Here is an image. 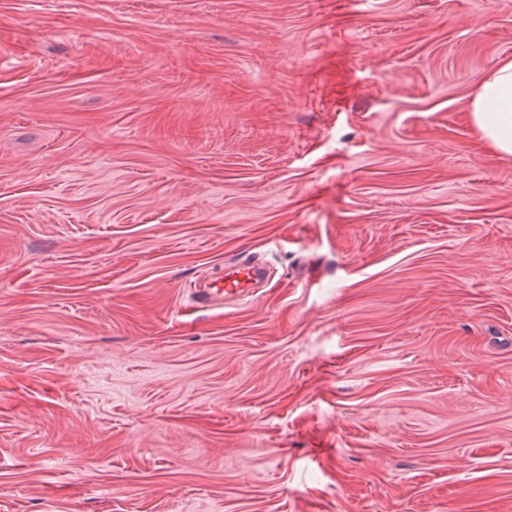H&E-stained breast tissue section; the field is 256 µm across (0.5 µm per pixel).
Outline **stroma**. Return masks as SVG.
Returning a JSON list of instances; mask_svg holds the SVG:
<instances>
[{
	"label": "stroma",
	"mask_w": 512,
	"mask_h": 512,
	"mask_svg": "<svg viewBox=\"0 0 512 512\" xmlns=\"http://www.w3.org/2000/svg\"><path fill=\"white\" fill-rule=\"evenodd\" d=\"M507 59L512 0H0V512H512ZM470 117L496 155L512 156V60L485 74L471 102ZM258 266L244 259L238 263L226 266L227 273L223 277L216 278L212 283L203 288H196L194 292V301L198 305L204 306L213 300L224 299V295H236L242 293L241 284L250 280L252 276L258 274Z\"/></svg>",
	"instance_id": "35a3bbf8"
}]
</instances>
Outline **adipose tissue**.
Here are the masks:
<instances>
[{
  "label": "adipose tissue",
  "mask_w": 512,
  "mask_h": 512,
  "mask_svg": "<svg viewBox=\"0 0 512 512\" xmlns=\"http://www.w3.org/2000/svg\"><path fill=\"white\" fill-rule=\"evenodd\" d=\"M470 117L496 155L512 156V60L485 74L471 102Z\"/></svg>",
  "instance_id": "ef3b65f1"
}]
</instances>
